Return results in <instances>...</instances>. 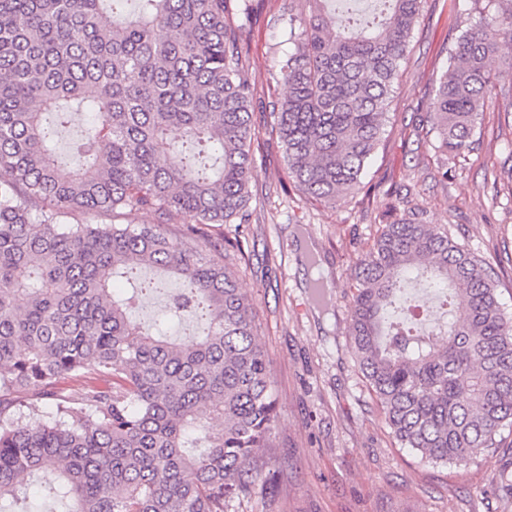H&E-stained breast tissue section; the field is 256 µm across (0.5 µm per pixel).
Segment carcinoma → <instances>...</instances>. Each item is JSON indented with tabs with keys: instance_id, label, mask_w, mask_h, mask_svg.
<instances>
[{
	"instance_id": "1",
	"label": "carcinoma",
	"mask_w": 512,
	"mask_h": 512,
	"mask_svg": "<svg viewBox=\"0 0 512 512\" xmlns=\"http://www.w3.org/2000/svg\"><path fill=\"white\" fill-rule=\"evenodd\" d=\"M229 2L0 0V512L46 471L62 512H224L255 489L273 381L221 244L197 233L243 216L254 178L259 129ZM308 2L290 18L295 49L277 71L288 95L268 134L300 190L329 204L361 184L423 0H376L368 18ZM511 40L512 9L458 37L423 126L448 154L471 148L512 80ZM81 114L66 165L56 140ZM141 210L158 223L59 222ZM174 215L189 224L179 238L162 230ZM142 264L180 279L173 306L202 322L196 341L131 317L157 291ZM410 275L445 286L462 320L422 332L390 319ZM354 279L351 349L397 444L433 464L499 447L512 318L476 259L404 219L384 225ZM115 280L128 290L112 294ZM44 400L54 414L34 417Z\"/></svg>"
}]
</instances>
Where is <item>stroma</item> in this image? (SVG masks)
I'll list each match as a JSON object with an SVG mask.
<instances>
[{
	"instance_id": "obj_1",
	"label": "stroma",
	"mask_w": 512,
	"mask_h": 512,
	"mask_svg": "<svg viewBox=\"0 0 512 512\" xmlns=\"http://www.w3.org/2000/svg\"><path fill=\"white\" fill-rule=\"evenodd\" d=\"M487 2L425 0L359 193L332 204L302 193L280 143L262 132L245 220L206 226L253 306L277 400L270 462L227 512H512V432L466 464L424 462L392 438L349 338L354 269L382 227L402 218L447 231L481 260L512 316V82L494 90L470 151L448 157L422 132L449 52ZM308 11L307 0H252L245 16L231 0V22L246 27L257 119L287 93L276 72L294 49L289 18ZM317 277L329 287L325 309L310 299Z\"/></svg>"
}]
</instances>
